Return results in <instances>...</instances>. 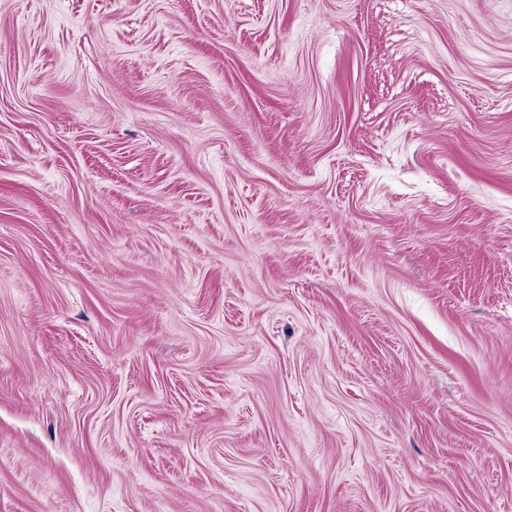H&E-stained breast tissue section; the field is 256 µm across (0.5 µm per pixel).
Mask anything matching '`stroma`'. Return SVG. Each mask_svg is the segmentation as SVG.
Returning <instances> with one entry per match:
<instances>
[{
	"instance_id": "stroma-1",
	"label": "stroma",
	"mask_w": 512,
	"mask_h": 512,
	"mask_svg": "<svg viewBox=\"0 0 512 512\" xmlns=\"http://www.w3.org/2000/svg\"><path fill=\"white\" fill-rule=\"evenodd\" d=\"M0 512H512V0H0Z\"/></svg>"
}]
</instances>
